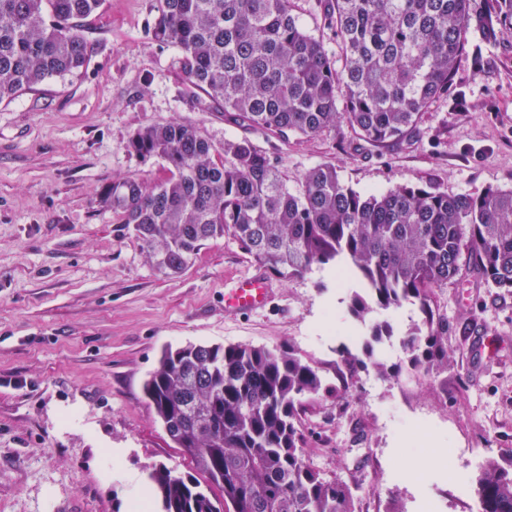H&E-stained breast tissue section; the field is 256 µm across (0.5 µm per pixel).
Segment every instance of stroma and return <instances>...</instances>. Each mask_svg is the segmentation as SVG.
Returning <instances> with one entry per match:
<instances>
[{"mask_svg": "<svg viewBox=\"0 0 512 512\" xmlns=\"http://www.w3.org/2000/svg\"><path fill=\"white\" fill-rule=\"evenodd\" d=\"M153 15L154 0H104L86 22L82 74L0 103V512H129L154 466L197 475L143 394L165 348L292 344L327 368L338 348L361 353L375 322L403 331L414 318L405 307L356 320L328 269L269 277L263 309L227 317L225 288L259 270L228 236L160 272L100 201L121 179L165 177L162 161L126 148L141 127L191 123L219 148L250 137L292 191L321 164L361 192L512 188V28L460 57L464 108L437 103L412 142L369 150L345 130L248 134L202 108L177 49L152 39ZM437 298L454 351L446 373L415 376L394 340L377 354L396 378L360 380L345 413L329 399L302 418L309 463L328 477L358 469L381 491L373 512H471L480 459L512 451V291L469 276Z\"/></svg>", "mask_w": 512, "mask_h": 512, "instance_id": "1", "label": "stroma"}]
</instances>
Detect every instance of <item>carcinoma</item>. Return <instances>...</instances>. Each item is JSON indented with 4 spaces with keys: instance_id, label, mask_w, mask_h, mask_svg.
Listing matches in <instances>:
<instances>
[{
    "instance_id": "obj_1",
    "label": "carcinoma",
    "mask_w": 512,
    "mask_h": 512,
    "mask_svg": "<svg viewBox=\"0 0 512 512\" xmlns=\"http://www.w3.org/2000/svg\"><path fill=\"white\" fill-rule=\"evenodd\" d=\"M103 0H0V102L85 68V22ZM331 56L293 14L291 0H156L149 32L178 50V69L204 108L242 128L315 137L345 126L365 147L413 140L423 117L448 100L471 32L495 43L512 0H325ZM129 150L160 159L150 185L128 177L102 203L132 228L162 272L185 269L206 242L229 235L273 276L345 270L359 287L349 310L418 309L402 345L409 365L448 370V315L432 294L472 273L512 290V189L450 195L430 185L361 193L322 164L297 192L247 138L223 151L190 123L140 128ZM394 336L376 324L365 344ZM366 361L344 350L336 386L293 346L194 345L168 350L144 383L149 407L207 483L159 465L149 472L160 512H355L361 483L326 478L306 460L301 413L346 398ZM479 512H512V455L487 458L476 478Z\"/></svg>"
}]
</instances>
